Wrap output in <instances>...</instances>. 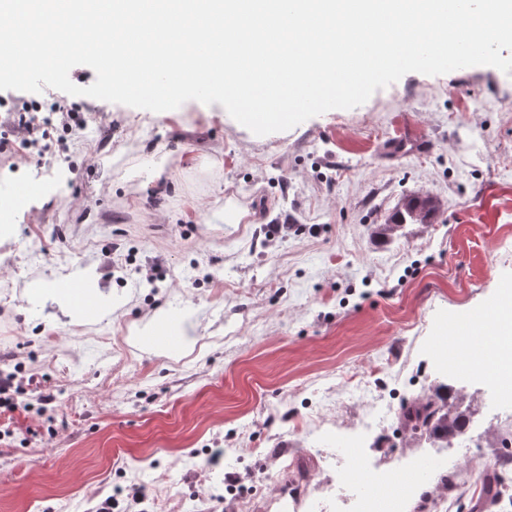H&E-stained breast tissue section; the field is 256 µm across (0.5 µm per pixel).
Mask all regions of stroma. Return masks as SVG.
<instances>
[{"label":"stroma","instance_id":"1","mask_svg":"<svg viewBox=\"0 0 512 512\" xmlns=\"http://www.w3.org/2000/svg\"><path fill=\"white\" fill-rule=\"evenodd\" d=\"M29 98L0 92V200L38 187L0 225V356L41 389L0 409V512H92L110 495L113 512H266L293 461L314 490H364L376 466L401 473L392 431L442 383L476 429L499 427L493 392L444 379L432 350L465 343L456 324L492 316L512 286L511 76L412 72L260 138L217 103L154 113L47 87L38 100L88 125L42 158L8 147ZM414 193L441 201L436 221L376 237ZM87 267L112 314L75 321L31 297ZM159 305L194 311L191 352L137 343ZM375 397L372 431L352 448ZM414 446L449 469L426 472L402 512H427L435 491L462 499L499 461L492 447ZM135 485L145 497L125 507Z\"/></svg>","mask_w":512,"mask_h":512}]
</instances>
